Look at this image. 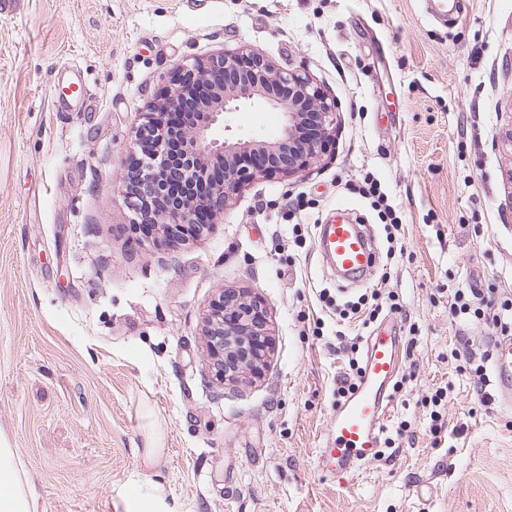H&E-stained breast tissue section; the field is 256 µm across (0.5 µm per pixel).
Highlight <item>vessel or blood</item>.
<instances>
[{
  "label": "vessel or blood",
  "instance_id": "1",
  "mask_svg": "<svg viewBox=\"0 0 512 512\" xmlns=\"http://www.w3.org/2000/svg\"><path fill=\"white\" fill-rule=\"evenodd\" d=\"M318 248L334 266L337 277L362 279L374 269L377 254L361 225L345 219L321 225ZM401 338L397 324L373 331L353 391L337 403L320 435L317 465L342 480L378 455L383 419L392 403L390 386L399 370ZM499 403L512 406V336L498 338L491 363Z\"/></svg>",
  "mask_w": 512,
  "mask_h": 512
}]
</instances>
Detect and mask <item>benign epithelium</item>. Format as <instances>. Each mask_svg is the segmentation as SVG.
<instances>
[{
	"label": "benign epithelium",
	"mask_w": 512,
	"mask_h": 512,
	"mask_svg": "<svg viewBox=\"0 0 512 512\" xmlns=\"http://www.w3.org/2000/svg\"><path fill=\"white\" fill-rule=\"evenodd\" d=\"M206 78L214 82L212 99L199 111L201 118L185 124L179 137L184 152L169 150L171 133L165 116L179 107L191 81ZM278 109L285 121L274 142L259 140L229 141L214 135L224 114L242 105ZM139 137L151 130V147L142 152L137 168L122 175L129 204L138 215L148 211L151 201L173 183L203 180L211 161L223 164L220 183L208 193L187 191L173 204L152 214L160 234L167 238L199 236L216 223L234 195L253 179L291 177L309 170L327 152L336 132V100L327 96L320 84L307 73L284 71L260 52L242 47L197 60L176 76L174 91L162 95L143 113ZM263 151L271 156L264 166L239 162L245 153ZM259 301L247 292L221 290L205 318L204 335L213 360L216 380L236 383L268 354V322Z\"/></svg>",
	"instance_id": "7a95c632"
}]
</instances>
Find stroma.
<instances>
[{"mask_svg": "<svg viewBox=\"0 0 512 512\" xmlns=\"http://www.w3.org/2000/svg\"><path fill=\"white\" fill-rule=\"evenodd\" d=\"M23 0L0 11V438L41 512H512V407L483 405L451 352L498 331L448 313L452 288L512 283V0ZM308 72L338 104L308 173L259 179L201 237L136 232L120 180L180 65L241 46ZM80 74L90 111L52 102ZM282 112L226 113L219 136L276 139ZM377 179L381 214L359 187ZM369 225L373 272L340 281L316 242L336 209ZM398 220L401 251L389 253ZM259 296L260 377L219 387L200 336L219 289ZM379 292L412 379L379 456L346 481L316 465L348 367L318 299ZM443 389V429L423 398ZM407 423L411 436L398 435ZM158 432L164 451L145 468Z\"/></svg>", "mask_w": 512, "mask_h": 512, "instance_id": "obj_1", "label": "stroma"}]
</instances>
